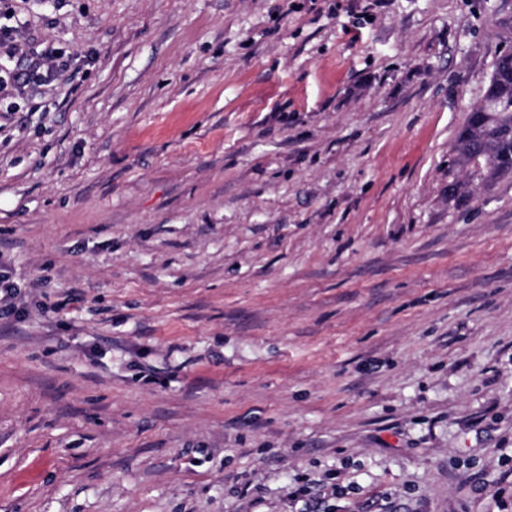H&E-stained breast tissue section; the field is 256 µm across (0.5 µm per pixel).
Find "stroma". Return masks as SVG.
I'll return each mask as SVG.
<instances>
[{
  "instance_id": "35a3bbf8",
  "label": "stroma",
  "mask_w": 512,
  "mask_h": 512,
  "mask_svg": "<svg viewBox=\"0 0 512 512\" xmlns=\"http://www.w3.org/2000/svg\"><path fill=\"white\" fill-rule=\"evenodd\" d=\"M0 512H512V0H0ZM466 179V178H465ZM507 50L497 56L484 103L471 111L455 145L462 169L468 171L469 154L485 158L486 167L479 177L483 181L512 174V52L501 55ZM59 59H61L60 52L50 50L40 59L33 60L24 67L20 65L8 71L0 69V90L5 89L8 84H26L34 75L43 83L53 80L64 66V64L57 62ZM2 72L4 76H2Z\"/></svg>"
}]
</instances>
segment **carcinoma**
Wrapping results in <instances>:
<instances>
[{"label": "carcinoma", "mask_w": 512, "mask_h": 512, "mask_svg": "<svg viewBox=\"0 0 512 512\" xmlns=\"http://www.w3.org/2000/svg\"><path fill=\"white\" fill-rule=\"evenodd\" d=\"M457 163L466 168L468 155H481L483 181L512 174V54L498 55L484 103L474 108L458 133Z\"/></svg>", "instance_id": "obj_1"}]
</instances>
